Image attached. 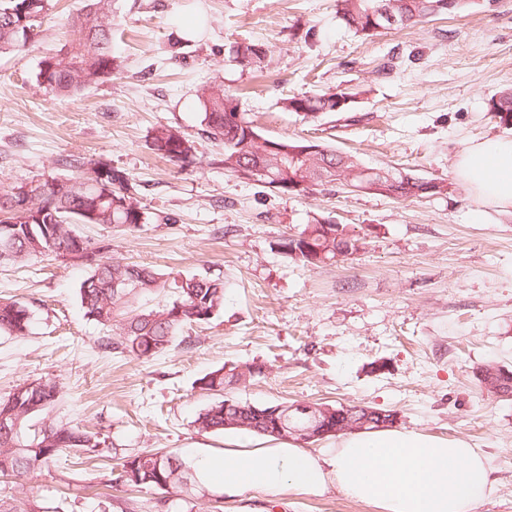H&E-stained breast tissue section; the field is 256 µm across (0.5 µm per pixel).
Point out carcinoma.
Here are the masks:
<instances>
[{"mask_svg":"<svg viewBox=\"0 0 512 512\" xmlns=\"http://www.w3.org/2000/svg\"><path fill=\"white\" fill-rule=\"evenodd\" d=\"M48 0H0V54L23 49L29 34L41 27ZM479 5L478 0H460L451 8L433 12V0H338L337 13L345 27L358 35L368 36V27L377 23L384 29L390 25L376 18L371 11L384 7L399 19L398 26L425 22L437 15L459 14ZM78 37L70 44L47 53L38 73L39 81L56 96H72L112 74V0H88L85 12L78 17ZM236 59L256 72L264 69L266 48L258 43L236 45ZM339 91L313 96L291 97L285 107L300 113L304 119H314L336 111ZM198 100L203 110L204 132L224 144V169L240 178L255 180L280 193L306 192L315 186L338 183L347 186L348 170L361 166L352 155L337 153L323 145L326 153L310 162L259 155L248 132L256 131L253 122L240 111L237 95L214 83L201 90ZM229 111L239 112L240 123L233 126L225 121ZM489 111L499 116V123L512 125V86L502 88L489 103ZM154 151L170 161L191 162L195 157L194 140L178 127L161 126L152 135ZM259 157L268 174L253 177L245 174ZM31 207H17L15 190L0 192V262L28 263L42 257L61 255V251H79L90 245L75 231L77 224H104L123 233H133L148 223L149 214L142 202L130 191L128 178L107 164L99 162L88 171L70 179V184L52 188L44 182L30 188ZM109 195L112 200L99 205L90 217L83 209V199ZM319 219L305 225L298 233L276 242L278 250L288 253L293 246L299 254L292 260L304 266L334 263L337 256L358 254L360 238L347 233L342 224L332 225L328 236L321 232ZM80 299L85 315L97 323L112 328V341L105 347L126 352L137 359H147L164 352L182 328L191 323H203L224 308V280L203 275L170 276L142 265L113 258L95 264L82 282ZM165 293L171 295L163 305L136 307L142 296ZM29 308L16 301H0V333L23 336L29 331ZM263 374L262 367L243 364L224 373V369L205 375V389L221 391L232 383H246ZM59 398V389L51 380H34L18 385L6 398H0V415L8 412L7 426H0V474L21 475L35 467L53 466L61 453L72 450L89 454L96 451L95 436L77 427L50 423L40 432L28 434L29 420L46 412ZM265 406H254L236 399L220 400L195 420L198 431L222 432L226 429L246 431L278 439L299 436L289 427H301L305 421L291 418L290 426L275 432ZM190 480L183 464L174 455L161 449L145 450L128 457L115 481L138 489L175 490L187 486Z\"/></svg>","mask_w":512,"mask_h":512,"instance_id":"1","label":"carcinoma"}]
</instances>
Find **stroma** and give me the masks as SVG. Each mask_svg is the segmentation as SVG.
Listing matches in <instances>:
<instances>
[{"label": "stroma", "mask_w": 512, "mask_h": 512, "mask_svg": "<svg viewBox=\"0 0 512 512\" xmlns=\"http://www.w3.org/2000/svg\"><path fill=\"white\" fill-rule=\"evenodd\" d=\"M86 0H50L37 36L0 55V186L68 179L101 161L130 180L151 216L125 234L78 230L113 257L162 273L224 279V308L185 327L169 350L136 359L101 345L110 328L89 319L79 285L88 262H0V297L28 306L27 335H0V397L50 379L61 398L42 421L95 433L100 446L75 464L0 477V507L34 512H376L336 490H137L115 480L131 455L160 448L195 471L200 453L237 445L233 431L194 421L225 396L254 405L360 404L397 413V428L466 440L488 459L492 490L472 512H512V398L487 394L476 374L512 368V214L476 216L480 202L455 177L472 140L512 136L489 100L512 83V0L465 16L362 37L336 0H112L114 70L70 98L37 79L40 62L78 36ZM268 49L263 77L234 46ZM395 59L390 74L377 66ZM240 93L263 137L325 143L366 166L445 181L446 193L406 201L328 183L282 194L225 171L224 149L203 132L198 90L211 81ZM343 91L341 112L302 120L292 96ZM176 126L196 143L190 163L161 159L154 130ZM345 225L366 246L347 260L305 267L276 243L313 218ZM254 363L261 377L202 390L219 368ZM108 485L110 500L83 492Z\"/></svg>", "instance_id": "obj_1"}]
</instances>
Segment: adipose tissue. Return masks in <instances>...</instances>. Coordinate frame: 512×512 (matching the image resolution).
<instances>
[{
  "mask_svg": "<svg viewBox=\"0 0 512 512\" xmlns=\"http://www.w3.org/2000/svg\"><path fill=\"white\" fill-rule=\"evenodd\" d=\"M457 179L483 207L512 212V139L470 142ZM205 484L236 495L247 489L322 494L329 488L376 512H472L491 488L485 457L461 439L388 429L355 432L322 451L285 443L203 455Z\"/></svg>",
  "mask_w": 512,
  "mask_h": 512,
  "instance_id": "ef3b65f1",
  "label": "adipose tissue"
}]
</instances>
